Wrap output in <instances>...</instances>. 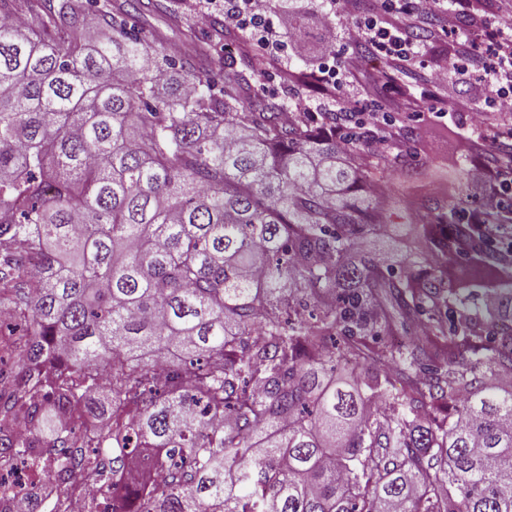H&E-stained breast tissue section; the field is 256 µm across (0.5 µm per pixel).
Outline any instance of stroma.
I'll list each match as a JSON object with an SVG mask.
<instances>
[{
  "label": "stroma",
  "mask_w": 512,
  "mask_h": 512,
  "mask_svg": "<svg viewBox=\"0 0 512 512\" xmlns=\"http://www.w3.org/2000/svg\"><path fill=\"white\" fill-rule=\"evenodd\" d=\"M284 6L293 16L306 19L297 37L305 41L315 54L314 60L295 56L290 48H282V66L297 70L310 68L312 63H332L345 42L346 21L327 14L325 0H285ZM421 31L420 53L405 64L399 73H391L382 53L366 57L352 79L340 80L335 98H327L318 89L292 92L281 83L278 71L266 63L247 70L252 85V98L271 101L282 107H297V120H305L318 113L340 109L345 128H353L355 120H368L370 113L379 111L387 98L406 92L409 97L423 99L424 109L405 108L396 128L392 130V154L397 163L372 168L368 171L371 186L377 188L390 205L386 221L401 227V243L397 262H404L423 249L418 230L421 225L432 224L438 215L447 213L450 206L465 202L467 210L482 208L484 199L471 188L463 175L466 164L476 163L475 153L460 149V158L449 161L452 148L445 129L453 127L461 137H475L477 129L473 112H453L437 117L435 111L449 100L464 99L474 105L473 111L489 108L491 96L478 77L476 70L449 73L447 81L430 83L429 76L453 51V36L444 28L438 15H430L426 23L418 24ZM434 123L437 130L433 138L422 140L416 135L418 128Z\"/></svg>",
  "instance_id": "obj_1"
}]
</instances>
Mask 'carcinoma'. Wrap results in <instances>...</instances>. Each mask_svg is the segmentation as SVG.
I'll return each instance as SVG.
<instances>
[{
  "label": "carcinoma",
  "mask_w": 512,
  "mask_h": 512,
  "mask_svg": "<svg viewBox=\"0 0 512 512\" xmlns=\"http://www.w3.org/2000/svg\"><path fill=\"white\" fill-rule=\"evenodd\" d=\"M231 36L0 0L6 470H52L54 512L76 472L90 512H512V277L484 313L468 292L493 242L454 207L423 237L457 269H396L333 117L204 82ZM130 24L137 26H144L147 29H155L157 31H163L167 34L168 43L182 47V41L178 32L171 31L167 27V17L164 14L154 13L140 16L138 20H131Z\"/></svg>",
  "instance_id": "1"
}]
</instances>
